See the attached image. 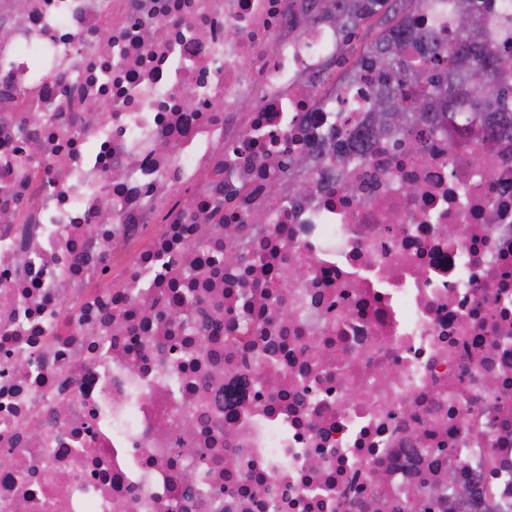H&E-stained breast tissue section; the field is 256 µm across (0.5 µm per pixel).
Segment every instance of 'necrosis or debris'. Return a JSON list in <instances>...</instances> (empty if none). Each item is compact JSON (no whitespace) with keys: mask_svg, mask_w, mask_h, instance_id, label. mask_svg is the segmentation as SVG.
<instances>
[{"mask_svg":"<svg viewBox=\"0 0 512 512\" xmlns=\"http://www.w3.org/2000/svg\"><path fill=\"white\" fill-rule=\"evenodd\" d=\"M0 27V512H512V140L339 162L375 69L317 91L343 42L293 0Z\"/></svg>","mask_w":512,"mask_h":512,"instance_id":"1","label":"necrosis or debris"}]
</instances>
